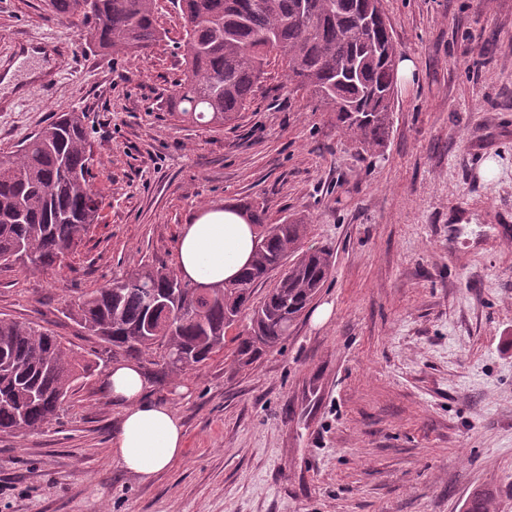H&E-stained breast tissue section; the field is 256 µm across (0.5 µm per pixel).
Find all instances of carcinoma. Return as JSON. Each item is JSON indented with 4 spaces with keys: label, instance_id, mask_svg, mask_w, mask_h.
Segmentation results:
<instances>
[{
    "label": "carcinoma",
    "instance_id": "obj_1",
    "mask_svg": "<svg viewBox=\"0 0 512 512\" xmlns=\"http://www.w3.org/2000/svg\"><path fill=\"white\" fill-rule=\"evenodd\" d=\"M155 0H50L61 17L93 24L103 50L140 53L163 40ZM185 21L184 77L170 97L180 119L206 126L236 121L272 63L296 90L366 150L384 145L397 87V55L373 0H172ZM85 116L65 112L0 161V268L29 264L51 269L83 242L99 215L89 184ZM260 228L254 258L239 277L212 293L180 282L165 264L146 265L121 287L91 293L70 310L87 335L114 361L147 363L158 382L205 364L224 351L226 330L250 311L238 336V362L251 365L281 344L331 272L326 249H303L302 218L266 223L258 204L239 206ZM281 276L257 306L254 288ZM98 362L47 329L0 318V432H31L48 424ZM491 495L474 491L465 512H488Z\"/></svg>",
    "mask_w": 512,
    "mask_h": 512
}]
</instances>
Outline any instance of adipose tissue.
I'll use <instances>...</instances> for the list:
<instances>
[{
	"label": "adipose tissue",
	"instance_id": "obj_1",
	"mask_svg": "<svg viewBox=\"0 0 512 512\" xmlns=\"http://www.w3.org/2000/svg\"><path fill=\"white\" fill-rule=\"evenodd\" d=\"M255 237V227L239 213L207 209L183 227L177 246L179 270L194 282L223 283L249 263ZM104 389L123 408L112 446L126 470L148 479L181 456V422L167 404L150 397V384L137 365L114 364Z\"/></svg>",
	"mask_w": 512,
	"mask_h": 512
}]
</instances>
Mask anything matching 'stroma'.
Masks as SVG:
<instances>
[{
    "label": "stroma",
    "instance_id": "1",
    "mask_svg": "<svg viewBox=\"0 0 512 512\" xmlns=\"http://www.w3.org/2000/svg\"><path fill=\"white\" fill-rule=\"evenodd\" d=\"M399 58L388 139L361 151L272 67L218 128L180 121L184 21L100 51L49 0H0V154L64 112L90 130L100 217L59 267L0 270V317L99 345L68 311L141 265L176 268L202 210L301 217L331 274L288 338L249 366L235 344L152 384L186 435L143 481L112 451L106 367L39 432L0 433V512H512V0H382ZM66 43L56 60L47 44ZM327 308L326 320L315 321Z\"/></svg>",
    "mask_w": 512,
    "mask_h": 512
}]
</instances>
